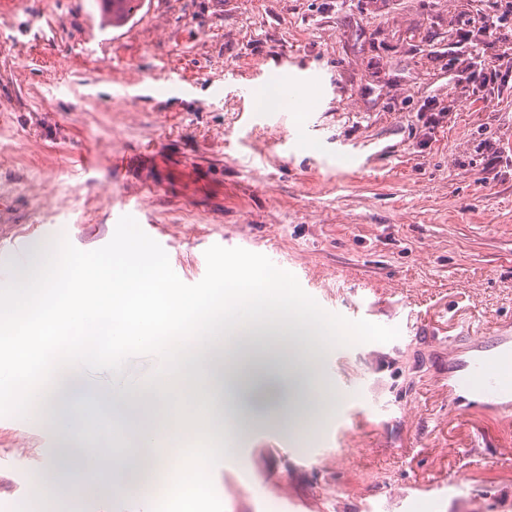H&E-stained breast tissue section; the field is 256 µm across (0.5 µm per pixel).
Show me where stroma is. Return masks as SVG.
Segmentation results:
<instances>
[{
	"label": "stroma",
	"mask_w": 512,
	"mask_h": 512,
	"mask_svg": "<svg viewBox=\"0 0 512 512\" xmlns=\"http://www.w3.org/2000/svg\"><path fill=\"white\" fill-rule=\"evenodd\" d=\"M498 0H142L122 25L97 0H0V239L64 224L92 251L120 217L159 224L180 279L212 245L267 256L326 311L396 327L325 349L292 326L320 387L279 450L295 398L268 372L240 390L251 487L216 461L195 512H512V419L448 416V339L512 324V70L469 78L512 27ZM465 51H457V44ZM296 86L278 126L244 86ZM369 424L339 436L338 378ZM42 417H0V500L54 451ZM325 448L326 459L300 456Z\"/></svg>",
	"instance_id": "obj_1"
}]
</instances>
